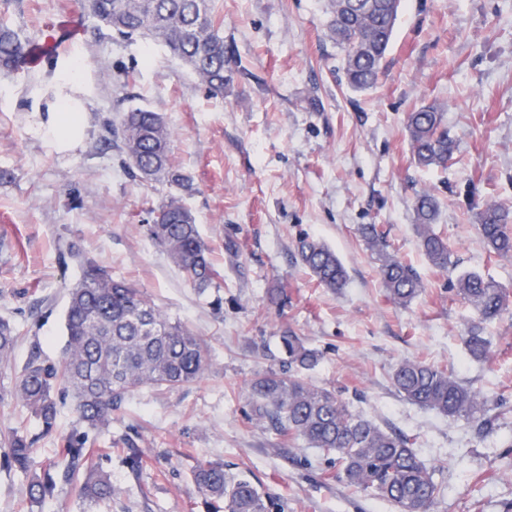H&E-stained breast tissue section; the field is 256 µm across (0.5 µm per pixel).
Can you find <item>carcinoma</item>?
<instances>
[{
  "instance_id": "obj_1",
  "label": "carcinoma",
  "mask_w": 512,
  "mask_h": 512,
  "mask_svg": "<svg viewBox=\"0 0 512 512\" xmlns=\"http://www.w3.org/2000/svg\"><path fill=\"white\" fill-rule=\"evenodd\" d=\"M370 8L351 15L349 0H326L328 36L343 53V70L354 90L373 87L386 67L401 0H365ZM84 9L112 36L158 42L193 74L213 97H224L230 80L229 47L214 0H84ZM27 45L0 21V72L23 67ZM406 132L415 163L445 168L458 143L448 132L445 113L423 106L408 113ZM112 133L120 142L132 176L166 187L150 210L149 234L191 285L203 293L218 271L199 235L196 219L178 195L192 191V178L170 158L173 134L160 112L135 108L123 113ZM479 234L491 257H512V211L498 204H475ZM439 210L430 192L416 195L415 229L429 262L446 271L457 265L448 240L434 229ZM362 240L376 256L384 287L394 303L410 304L425 292L419 274L390 252L387 235L376 224L360 227ZM297 261L319 284L333 292L345 287L348 274L336 253L321 241L302 237ZM452 291L476 314L464 336L468 357L490 358L483 324L512 305V292L478 273H464ZM61 364L33 346L22 367L0 386V403L9 397L39 424L31 435L21 424L0 431V457L26 478L24 494L41 507L65 488L75 489L88 504L112 500V482L95 458L98 438L112 415L133 392L150 387L174 389L200 381L210 358L200 339L173 321L139 289L112 278L104 267L86 260L82 277L69 290ZM287 356L283 369L258 374L249 383L257 419L267 420L286 439L302 440L320 452L336 455L340 477L349 485L392 503L397 512H429L439 496L434 471L421 460L413 441L388 432L354 413L336 391L308 383L302 372L315 367L321 353L295 331L279 336ZM18 342L15 326L0 318V364H9ZM397 392L409 402L446 417L491 427L484 399L462 383L448 366L401 360L392 375ZM72 399L75 424L55 449V459L36 467L35 444L58 429L59 403ZM193 481L216 512H272L274 502L248 476L222 460H204Z\"/></svg>"
}]
</instances>
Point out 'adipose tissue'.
Returning a JSON list of instances; mask_svg holds the SVG:
<instances>
[{
    "label": "adipose tissue",
    "instance_id": "obj_1",
    "mask_svg": "<svg viewBox=\"0 0 512 512\" xmlns=\"http://www.w3.org/2000/svg\"><path fill=\"white\" fill-rule=\"evenodd\" d=\"M56 73L53 96L32 97L28 110L37 132L57 150L65 151L86 132L82 103L72 95L84 83L85 71L79 59L70 58L58 65Z\"/></svg>",
    "mask_w": 512,
    "mask_h": 512
}]
</instances>
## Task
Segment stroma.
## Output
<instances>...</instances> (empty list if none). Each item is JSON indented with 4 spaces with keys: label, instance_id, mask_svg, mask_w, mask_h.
<instances>
[{
    "label": "stroma",
    "instance_id": "1",
    "mask_svg": "<svg viewBox=\"0 0 512 512\" xmlns=\"http://www.w3.org/2000/svg\"><path fill=\"white\" fill-rule=\"evenodd\" d=\"M216 9L236 53L220 98L163 46L112 40L77 0H0V20L31 44L74 18L87 73L86 134L64 152L31 130L23 97L51 94L53 64L68 49L0 75V316L20 336L0 385L31 344L61 361L69 288L84 259L140 288L211 356L200 382L140 389L113 415L98 448L111 502L91 508L66 489L41 512H207L191 471L216 458L253 477L278 512H395L338 478L316 449L254 417L249 383L282 367L286 328L323 354L312 383L413 438L440 487L432 512H512V312L485 324L493 356L478 363L463 341L474 314L448 291L461 272L512 288V258L488 257L472 207L512 208V0H402L386 73L358 92L326 36L323 0H217ZM431 104L445 109L459 143L444 169L419 167L406 135L408 112ZM131 107L164 113L172 157L193 178L183 200L220 273L207 293L150 238L159 193L128 173L108 138L107 123ZM424 190L439 200L435 229L457 268L437 270L420 247L413 201ZM364 224L383 225L427 282L408 306L383 288ZM306 234L345 266L341 292L297 262ZM230 238L239 257L225 250ZM276 285L288 295L281 308L267 301ZM405 358L453 366L483 396L493 429L481 434L405 400L392 382Z\"/></svg>",
    "mask_w": 512,
    "mask_h": 512
}]
</instances>
